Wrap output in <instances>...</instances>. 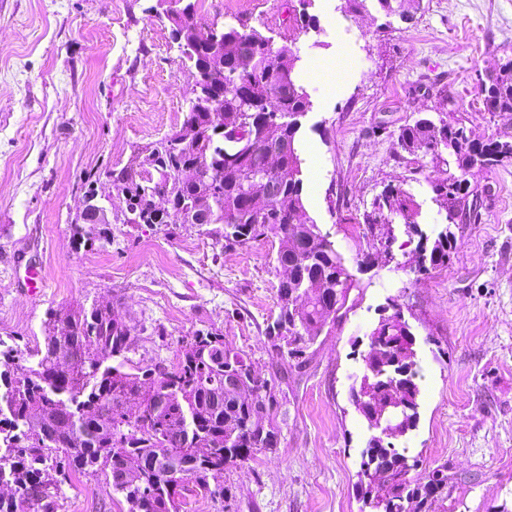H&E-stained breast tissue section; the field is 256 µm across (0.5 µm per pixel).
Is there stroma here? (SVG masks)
<instances>
[{
  "label": "stroma",
  "instance_id": "stroma-1",
  "mask_svg": "<svg viewBox=\"0 0 512 512\" xmlns=\"http://www.w3.org/2000/svg\"><path fill=\"white\" fill-rule=\"evenodd\" d=\"M409 21L369 0H203L206 20L244 24L297 52L309 94L298 149L303 201L353 287L303 365L265 336L279 313L268 236L225 248L210 225L115 224L107 247H78L82 190L178 129L193 83L157 0H0V340L33 351L48 309L116 302L134 329L129 370L177 363L213 328L276 384V451L225 470L233 496L184 492L179 512H371L357 492L369 431L350 392L382 317L401 307L421 374L416 429L396 438L415 475L448 466L435 512H512V165L477 172L476 213L450 226L433 182L444 164L402 150L400 128L426 114L471 138L512 141V113L483 107L478 77L512 57V0H407ZM389 185L413 197L419 233L452 228L448 266L415 268L419 233L392 219L391 262L364 215ZM42 279L31 288L28 276ZM101 473L74 474L58 512H128Z\"/></svg>",
  "mask_w": 512,
  "mask_h": 512
}]
</instances>
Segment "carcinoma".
<instances>
[{"label":"carcinoma","instance_id":"carcinoma-1","mask_svg":"<svg viewBox=\"0 0 512 512\" xmlns=\"http://www.w3.org/2000/svg\"><path fill=\"white\" fill-rule=\"evenodd\" d=\"M388 16H411L405 0H377ZM204 20L197 3L186 0L183 11L171 22L176 31L188 30ZM224 33V68L211 65L209 51L184 52L194 84L206 77L207 87L219 98L223 111L217 116L232 126L239 142L209 130L211 112L190 89L188 113L200 126V138L183 148L165 136L143 148L151 159L150 179L125 167L107 171L136 195L146 197L161 183L173 196V205L194 208L199 196L214 189L204 215L205 223L224 226V247L246 246L273 234L278 238L277 264L288 268V281L278 284L279 314L265 335L282 356L305 357L324 328L336 324L353 288L351 276L336 248L320 234L303 202L301 159L297 148L296 114L306 111L309 98L293 74L300 56L276 50L270 38L242 24L227 26ZM488 112H512V58L486 74L479 88ZM278 100L279 131L266 138V150L277 154L273 173L279 185L277 197L265 215L255 212L249 190L264 173L246 145L260 134L263 102ZM401 148L413 155L452 168L432 190L444 201L449 227L440 231L418 255L422 270L446 266L457 240L450 225L466 216L471 195L468 176L474 171L512 162V142H480L472 139L459 121L420 117L398 133ZM201 169L199 185L178 182L174 169L180 165ZM415 202L400 186H388L374 199L365 215L372 236L388 253L391 228L379 220L387 213L411 222ZM110 305L78 304L52 309L44 321L43 347L30 355L25 373L12 370L14 355L0 360V483L8 482L20 496L0 497V512H57L59 477L101 471L112 490L124 495L129 512H178L176 488L193 481L213 497H233L232 487L210 486L209 480L224 474L226 466L248 461L258 450L274 451L279 435L270 411L277 405L274 386L255 381L264 390L266 413L252 408L234 390L224 388V370L218 358L230 366L244 362V354L208 331L196 345L184 349L179 362L162 369L160 403L149 404V368L127 370L133 336L114 323ZM66 321L71 331L56 336V323ZM405 330L397 321L377 332L374 349L362 358L383 366L384 377L375 380L369 398L388 400L394 414L392 425L402 433L419 421L420 372L415 360L403 353ZM174 392L163 394L166 387ZM207 448L204 453L196 448ZM52 464H47V461ZM415 464L404 451L387 446L368 447L361 456L358 489L362 497L386 501L396 512H434L438 501L448 498V466L439 465L425 477H409Z\"/></svg>","mask_w":512,"mask_h":512}]
</instances>
